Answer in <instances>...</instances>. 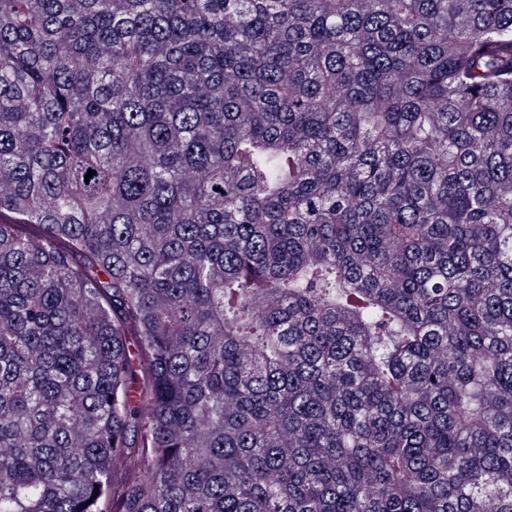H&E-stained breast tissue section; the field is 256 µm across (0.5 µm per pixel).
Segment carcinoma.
<instances>
[{"instance_id": "obj_1", "label": "carcinoma", "mask_w": 512, "mask_h": 512, "mask_svg": "<svg viewBox=\"0 0 512 512\" xmlns=\"http://www.w3.org/2000/svg\"><path fill=\"white\" fill-rule=\"evenodd\" d=\"M2 212L0 512H512V0H0Z\"/></svg>"}]
</instances>
